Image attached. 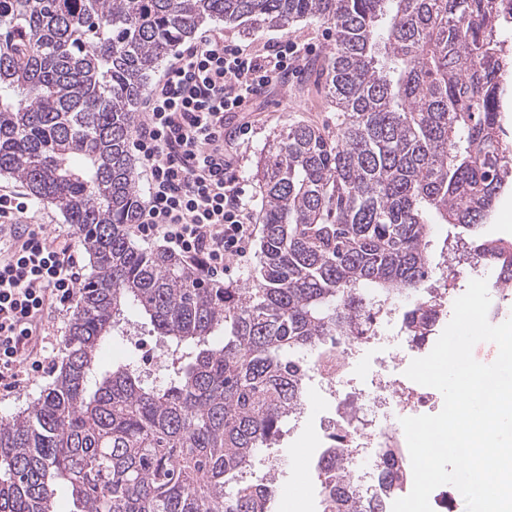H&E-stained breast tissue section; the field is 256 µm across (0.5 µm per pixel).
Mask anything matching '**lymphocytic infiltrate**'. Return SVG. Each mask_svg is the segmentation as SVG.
I'll return each instance as SVG.
<instances>
[{"mask_svg": "<svg viewBox=\"0 0 512 512\" xmlns=\"http://www.w3.org/2000/svg\"><path fill=\"white\" fill-rule=\"evenodd\" d=\"M306 53L288 38L251 50L206 32L175 55L146 93L136 130L135 147L149 173L136 236L162 240L210 280L223 275L226 260L248 256L251 198L224 150V120L299 70ZM0 223L13 229L0 240V384L13 389L22 366L37 371L52 361L42 316L66 306L83 270L75 233L45 236L26 194L0 190Z\"/></svg>", "mask_w": 512, "mask_h": 512, "instance_id": "f902f5d3", "label": "lymphocytic infiltrate"}]
</instances>
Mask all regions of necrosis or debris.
I'll use <instances>...</instances> for the list:
<instances>
[{"label": "necrosis or debris", "mask_w": 512, "mask_h": 512, "mask_svg": "<svg viewBox=\"0 0 512 512\" xmlns=\"http://www.w3.org/2000/svg\"><path fill=\"white\" fill-rule=\"evenodd\" d=\"M456 298L455 290L442 282L425 283L416 299L386 301L374 316L373 331L341 337L333 348L306 363L307 377L319 378L322 383L326 444L346 451L353 497L377 503L383 512H392L393 498L388 476L376 467L379 449H394L393 471L405 472L407 442L400 420L427 414L438 404L436 389L395 378L390 369L402 364L406 354L419 350L406 334L412 313L434 307L430 330L438 332L447 325L448 305ZM382 344L387 350L379 371L371 376L370 388L357 387L358 367L370 349Z\"/></svg>", "instance_id": "necrosis-or-debris-1"}]
</instances>
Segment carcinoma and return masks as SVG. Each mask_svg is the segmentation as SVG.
<instances>
[{
  "mask_svg": "<svg viewBox=\"0 0 512 512\" xmlns=\"http://www.w3.org/2000/svg\"><path fill=\"white\" fill-rule=\"evenodd\" d=\"M329 25L336 129L288 125L263 150L258 263L246 288L201 286L132 243L129 143L147 82L195 29ZM502 0H0V174L77 229L81 305L46 393L0 421V512H272L276 478L244 481L306 393L304 356L430 276L434 224L512 277V241L483 226L512 183L502 101L512 57ZM135 309L180 353L148 383L126 362L96 377ZM340 449L318 473L323 512L350 498Z\"/></svg>",
  "mask_w": 512,
  "mask_h": 512,
  "instance_id": "obj_1",
  "label": "carcinoma"
}]
</instances>
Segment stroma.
Returning a JSON list of instances; mask_svg holds the SVG:
<instances>
[{
    "label": "stroma",
    "mask_w": 512,
    "mask_h": 512,
    "mask_svg": "<svg viewBox=\"0 0 512 512\" xmlns=\"http://www.w3.org/2000/svg\"><path fill=\"white\" fill-rule=\"evenodd\" d=\"M206 28L223 33L226 41L242 46L259 48L269 39L285 35L315 48L306 68L255 96L244 111L230 115L228 123L224 125L225 132L232 135L231 147L238 153L237 174L254 199V209L258 210L262 207L263 197L253 176L254 165L267 142L292 120H305L319 126L332 127L336 124V113L318 76V69L330 44L328 32L325 26L307 22L284 31L264 29L248 36L240 28L220 21L207 23ZM121 328L122 335L113 337L111 347L104 349L101 354L102 368L108 369L115 361L129 359V336H138L148 345L157 341L149 326L142 324L137 314H130ZM307 393L311 402L308 418L299 424L286 423L280 439L271 450L272 455L284 462L279 473V492L273 512H321L320 479L312 463L324 446L321 427L324 406L316 384H309Z\"/></svg>",
    "instance_id": "1"
}]
</instances>
